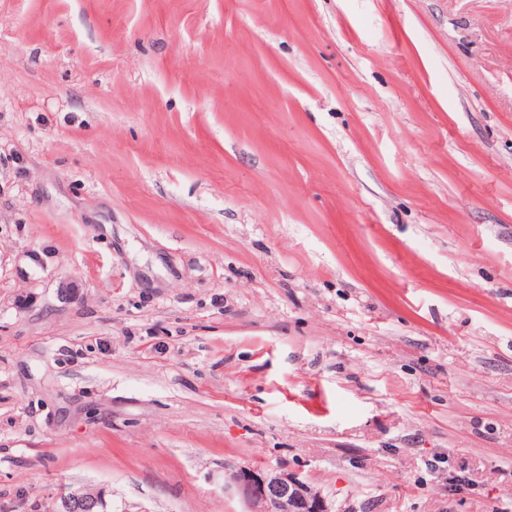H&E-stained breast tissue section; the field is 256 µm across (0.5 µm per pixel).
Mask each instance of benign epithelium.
I'll use <instances>...</instances> for the list:
<instances>
[{"mask_svg":"<svg viewBox=\"0 0 512 512\" xmlns=\"http://www.w3.org/2000/svg\"><path fill=\"white\" fill-rule=\"evenodd\" d=\"M224 489L234 491L242 499L245 512H331L322 491L295 471L226 468ZM103 501L102 493L91 491L63 498L62 506L64 512H94Z\"/></svg>","mask_w":512,"mask_h":512,"instance_id":"obj_1","label":"benign epithelium"}]
</instances>
